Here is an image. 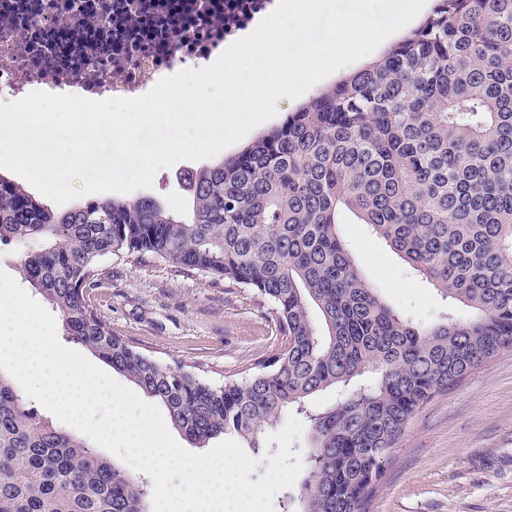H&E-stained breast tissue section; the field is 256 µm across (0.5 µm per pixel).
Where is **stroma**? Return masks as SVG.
<instances>
[{
    "label": "stroma",
    "mask_w": 512,
    "mask_h": 512,
    "mask_svg": "<svg viewBox=\"0 0 512 512\" xmlns=\"http://www.w3.org/2000/svg\"><path fill=\"white\" fill-rule=\"evenodd\" d=\"M194 167L185 160L159 171L151 196L183 212L190 195L180 176ZM341 232L387 303L423 323L447 313V301L368 225L352 217ZM101 266L91 302L114 334L161 364L220 384L259 368L283 342L273 305L255 290L136 254ZM367 512H512V349L419 410L392 448Z\"/></svg>",
    "instance_id": "35a3bbf8"
}]
</instances>
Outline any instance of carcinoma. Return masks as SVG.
<instances>
[{
    "label": "carcinoma",
    "instance_id": "obj_1",
    "mask_svg": "<svg viewBox=\"0 0 512 512\" xmlns=\"http://www.w3.org/2000/svg\"><path fill=\"white\" fill-rule=\"evenodd\" d=\"M184 180V215L147 195L56 212L0 175V243L26 247L20 274L64 336L196 447L231 434L257 453L285 413L304 415L309 474L284 512H366L416 413L512 348V0H437L379 61ZM346 211L468 315L417 324L385 302L339 232ZM120 252L256 290L284 344L222 385L156 362L87 299ZM0 512H150V489L0 373ZM0 372L10 378V380L13 383L14 387L19 391V393L24 398L25 402L27 403L28 408H30L32 411H34L38 415V417H41V418L46 419V420H49L53 424L62 426L65 429H67L68 431H71L73 433H76L78 435L83 436L87 440L88 444L92 448H94L98 453H100L101 455L106 457L108 460H110L111 462L113 461L114 463L118 464L123 469H125L127 472H129V473H131L133 475H136V476L144 477L146 480H149L150 482H152L151 478L147 474L142 473L140 471H137V470L131 468L130 466L125 464L123 461H121L119 458H117L116 456H114L113 454L108 452L107 450L103 449L102 447L97 446V444H95L90 438H88L84 434H82L79 431H77L76 429H74V428H72V427H70V426L60 422L51 412H49L47 409H45L39 402H37L36 400L31 399L30 397H28L25 394V392L23 391V389L21 388V386L18 384V382L11 375H9L5 371H0Z\"/></svg>",
    "mask_w": 512,
    "mask_h": 512
}]
</instances>
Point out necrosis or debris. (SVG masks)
I'll use <instances>...</instances> for the list:
<instances>
[{
	"label": "necrosis or debris",
	"mask_w": 512,
	"mask_h": 512,
	"mask_svg": "<svg viewBox=\"0 0 512 512\" xmlns=\"http://www.w3.org/2000/svg\"><path fill=\"white\" fill-rule=\"evenodd\" d=\"M272 0H0V95L140 96L199 66Z\"/></svg>",
	"instance_id": "4bbe7bcc"
}]
</instances>
